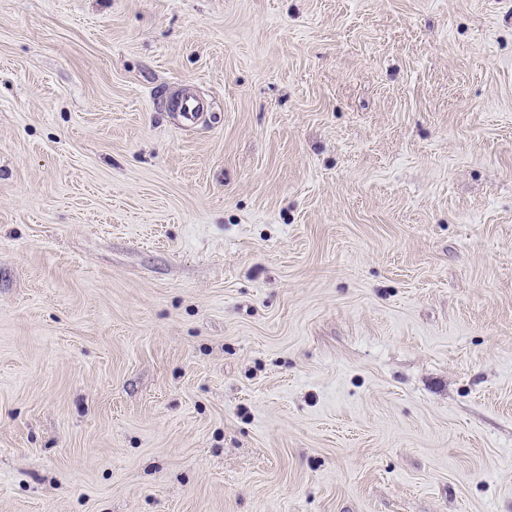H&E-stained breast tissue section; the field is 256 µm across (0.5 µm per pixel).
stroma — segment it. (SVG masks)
Returning <instances> with one entry per match:
<instances>
[{
    "label": "stroma",
    "mask_w": 512,
    "mask_h": 512,
    "mask_svg": "<svg viewBox=\"0 0 512 512\" xmlns=\"http://www.w3.org/2000/svg\"><path fill=\"white\" fill-rule=\"evenodd\" d=\"M0 512H512V0H0ZM175 108L180 119L185 123H195L203 115V104L192 96H182L175 101Z\"/></svg>",
    "instance_id": "1"
}]
</instances>
